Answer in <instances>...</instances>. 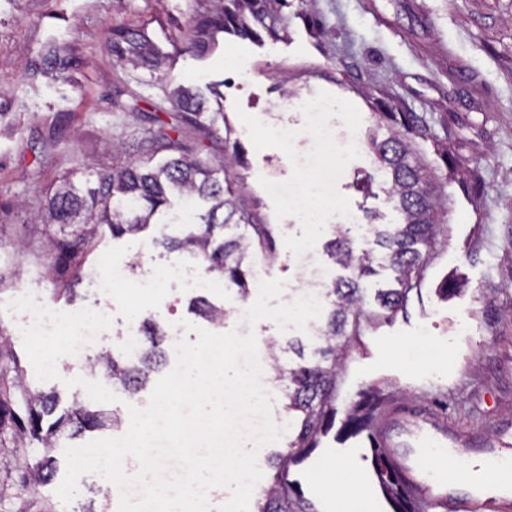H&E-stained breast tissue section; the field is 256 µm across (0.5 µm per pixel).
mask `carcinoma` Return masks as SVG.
<instances>
[{
  "instance_id": "obj_1",
  "label": "carcinoma",
  "mask_w": 512,
  "mask_h": 512,
  "mask_svg": "<svg viewBox=\"0 0 512 512\" xmlns=\"http://www.w3.org/2000/svg\"><path fill=\"white\" fill-rule=\"evenodd\" d=\"M208 2L211 7L196 13L191 20L188 49L194 53L204 52L218 32L253 40L261 38L262 31L276 38L286 30L280 7L287 0ZM121 38L112 47L121 62L151 70L163 66L165 56L145 31L126 29ZM171 102L179 113L191 117L201 132L196 146L183 145L172 136L176 128L162 124L146 142L137 145V159L116 165L109 172L65 178L40 212L42 223L59 225V234L48 241V253L55 257L57 265H77L97 238L100 226L107 225L114 236L137 234L167 205L169 196L177 194L193 202L202 200L208 208L200 215L199 227L166 243V248L196 256L207 275L237 288L245 299L249 295L253 256L262 253L272 257L273 239L269 225L258 223L245 197L237 173L241 159L235 130L225 123L218 124L216 117L207 123L201 121L203 101L190 87H177ZM377 108L379 121L393 132L385 139L376 133L370 137L375 168L365 175L363 186L370 192L375 183L383 184L397 220L392 224L369 223L368 249H357L351 229L342 225L334 228L326 243L329 257L345 274L327 284L325 301L329 312L325 326L316 329L322 342L318 358L288 369L286 376L273 367L278 379L285 382V408L293 415L295 427L287 450L267 458L276 472L271 485L257 495L252 512H311L303 496L288 483V465L299 462L317 447L320 436L335 424L336 367L346 356L351 338L359 335L362 322L406 310L410 293L418 287L429 256L444 232L440 217L445 213V201L436 194L428 171L405 137L407 133L426 135L425 125L416 114L399 111L384 96L377 99ZM396 126L404 132L394 130ZM220 136L224 137V158L216 160L207 156L204 140ZM161 153L166 154V159L155 162ZM221 229L225 233L219 241L216 233ZM377 266L392 272L393 285L377 289L376 308L368 310L362 281L376 273ZM149 336L151 348L139 367L122 364L108 353L94 360L133 396L143 388L148 371L161 363L162 355L157 350L161 333L154 328ZM9 371L14 372L12 387L21 394L23 411L15 408L9 392L0 390V432L10 428L15 442L23 444L29 439L51 448L66 431L75 435L105 425L107 416L79 405L43 426L44 418L57 409L55 397L30 390L18 365L3 368V372ZM386 397L383 390L373 387L357 392L346 409L341 432L347 436L366 434L377 481L394 512H413L404 479L390 464L372 429V419ZM53 476L52 459L46 457L22 475L21 486L33 491Z\"/></svg>"
}]
</instances>
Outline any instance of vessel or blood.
I'll return each mask as SVG.
<instances>
[{"instance_id": "b4317fda", "label": "vessel or blood", "mask_w": 512, "mask_h": 512, "mask_svg": "<svg viewBox=\"0 0 512 512\" xmlns=\"http://www.w3.org/2000/svg\"><path fill=\"white\" fill-rule=\"evenodd\" d=\"M377 436L391 461L401 469L417 512H507L496 490L512 486V457L488 450L483 463L492 478L485 490L459 494L457 472L466 470L468 456L448 445L446 427L431 419L408 420L400 411H381Z\"/></svg>"}]
</instances>
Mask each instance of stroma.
Wrapping results in <instances>:
<instances>
[{
	"label": "stroma",
	"mask_w": 512,
	"mask_h": 512,
	"mask_svg": "<svg viewBox=\"0 0 512 512\" xmlns=\"http://www.w3.org/2000/svg\"><path fill=\"white\" fill-rule=\"evenodd\" d=\"M201 8L200 0H0V303L28 292L53 310L89 302V282L109 273L107 256L129 269L103 297L117 317L150 319L164 332L184 319L195 326L187 335L194 342L197 329L214 328L196 311L202 297L226 310L223 331L239 328L236 289H187L172 275L188 255L162 242L185 235L197 212L181 224L157 216L136 235L116 237L101 227L80 266L62 275L45 250L56 225L34 220L63 176L109 171L157 122L180 125L179 114L164 105L180 84L198 87L208 114L223 113L242 134L246 192L273 231L266 278L285 280V293H292L305 253L326 278L335 277L325 244L337 211L357 215L352 234L362 248L367 212H391L381 188L368 193L360 186L373 166L366 139L376 127L367 94L381 90L427 118L433 135L414 138L413 146L447 199V239L432 252L406 312L364 326L352 342L337 375L336 408L345 412L357 391L374 386L388 405L444 423L449 442L470 456H480L500 432L512 436V0H291L287 38L250 42L222 34L204 56L180 47ZM313 15L333 29L332 39L312 28ZM123 27L145 30L167 55L166 66L152 72L118 63L112 41ZM311 100L343 105L338 119L350 129L342 176L324 195L302 165L315 149L305 110ZM273 181L322 195L324 223L296 232L300 205L270 192ZM447 281L454 290L444 298L438 290ZM25 320L0 312V334L8 339L0 356L18 364L30 389L54 394L59 411L77 402L100 407L66 381L108 383L103 368L64 356L58 379H37L23 348ZM159 348L163 361L143 389L131 398L115 387L117 402L103 406L119 425L59 438L52 450L57 471L65 469L66 447L126 433L129 406L146 407L175 364L172 344L164 339ZM320 445L334 449L342 479L329 481L326 467L306 461L292 466L288 478L306 498L328 504L340 491L368 512H393L365 437L342 441L333 429ZM43 454L39 443L19 447L11 433L0 435V512H39L46 502L54 512L104 504L118 512L115 486L96 473L81 476L67 505L54 480L25 492L21 469Z\"/></svg>",
	"instance_id": "35a3bbf8"
}]
</instances>
